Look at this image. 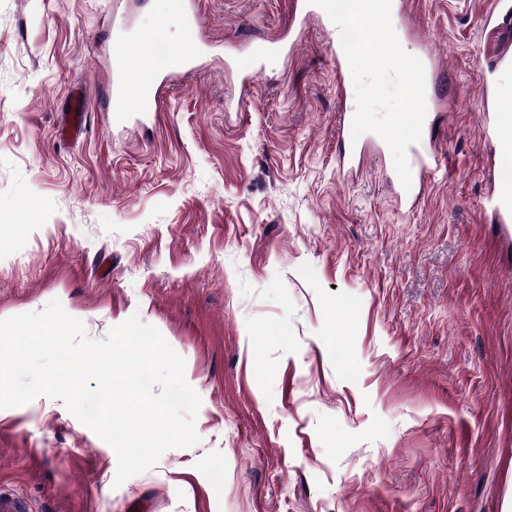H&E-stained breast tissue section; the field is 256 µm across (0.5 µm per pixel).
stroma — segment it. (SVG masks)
<instances>
[{
  "label": "stroma",
  "instance_id": "1",
  "mask_svg": "<svg viewBox=\"0 0 512 512\" xmlns=\"http://www.w3.org/2000/svg\"><path fill=\"white\" fill-rule=\"evenodd\" d=\"M156 117L104 107L110 15L166 0H0V319L59 300L105 339L131 316L186 361L200 443L116 484L113 448L45 396L0 410V487L29 512H512V237L486 207V0H408L445 70L446 155L398 206L390 151L344 181L317 24L243 89L224 57L290 0H198ZM88 95L77 142L56 126Z\"/></svg>",
  "mask_w": 512,
  "mask_h": 512
}]
</instances>
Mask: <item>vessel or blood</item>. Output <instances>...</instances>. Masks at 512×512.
I'll use <instances>...</instances> for the list:
<instances>
[{"label":"vessel or blood","mask_w":512,"mask_h":512,"mask_svg":"<svg viewBox=\"0 0 512 512\" xmlns=\"http://www.w3.org/2000/svg\"><path fill=\"white\" fill-rule=\"evenodd\" d=\"M512 16V0H489V6L483 15L485 29L497 32L502 28L505 18ZM318 23L329 38L332 49L333 69L336 74V87L339 96H346L345 75L349 68L347 58L340 43L339 31L325 11L307 0H294L292 24L288 37L276 40H263L251 44L236 59V67L241 77L242 86H250L252 79L269 60L279 58L291 52L296 46V32L305 29L309 23ZM158 34L144 39L136 35L116 34L115 46L110 59L111 85L105 105L107 111L116 117H124L130 107H137L141 112L158 111L164 98L168 81L183 72L191 64L190 59L181 55L168 56L163 66L152 69L138 82H131L129 72V54L138 52L149 58L164 44L162 34L165 21H158ZM424 65L427 88V107H440L441 101L434 94L439 69L433 52H426ZM512 69V54H499L491 65L483 70L480 84L481 91V125L485 139L494 146V156L500 161L512 160V113L504 106L512 99V91L501 86L498 74ZM87 102L84 97L72 99L70 109L62 122V136L78 138L85 134L87 124ZM353 114L341 111L336 125V159L339 173L346 178L357 175L364 165L371 148L377 147L380 138L368 132L359 139H352L351 125ZM409 167L411 171L410 189H398L397 201L402 206H415L423 197L427 179L433 172L446 167L445 155L440 153L427 139H420L408 148ZM493 221L499 224L505 235H512V173L499 174L493 182V190L487 200Z\"/></svg>","instance_id":"vessel-or-blood-1"}]
</instances>
